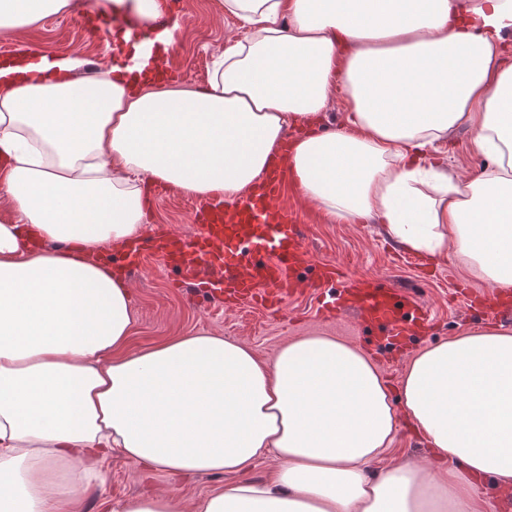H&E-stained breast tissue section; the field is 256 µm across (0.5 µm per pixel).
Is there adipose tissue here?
Returning a JSON list of instances; mask_svg holds the SVG:
<instances>
[{
    "instance_id": "ef3b65f1",
    "label": "adipose tissue",
    "mask_w": 512,
    "mask_h": 512,
    "mask_svg": "<svg viewBox=\"0 0 512 512\" xmlns=\"http://www.w3.org/2000/svg\"><path fill=\"white\" fill-rule=\"evenodd\" d=\"M246 33L206 87L64 54L0 64V512H82L106 461L227 475L192 504L122 512H489L512 489V328L465 330L411 355L398 390L327 336L273 361L207 331L129 349L131 288L104 247L145 231L139 181L191 197L247 194L287 129L344 84L340 128L295 141L289 169L332 221L383 224L403 249L451 256L512 288V0H220ZM70 0H0V32ZM468 126L488 159L459 179L426 150ZM449 458L386 461L400 422ZM261 456L272 478L243 480ZM378 473H370L373 462Z\"/></svg>"
}]
</instances>
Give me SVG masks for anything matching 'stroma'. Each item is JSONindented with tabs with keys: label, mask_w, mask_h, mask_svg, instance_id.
<instances>
[{
	"label": "stroma",
	"mask_w": 512,
	"mask_h": 512,
	"mask_svg": "<svg viewBox=\"0 0 512 512\" xmlns=\"http://www.w3.org/2000/svg\"><path fill=\"white\" fill-rule=\"evenodd\" d=\"M98 3L99 0H81L80 7L41 24L0 34V53L11 55L27 47L50 54H71L82 61L78 70L82 77L88 75L90 65L101 70L112 66L111 41L87 39L80 27L82 15L98 11ZM179 22L174 63L181 73L180 80L205 86L215 55L223 51L228 39L240 35L241 25L224 13L219 0H186ZM440 151L449 169L465 177L479 173L487 162L473 149L470 132L464 126ZM193 203V198L166 189L149 197L148 222L180 234L191 232ZM301 220L308 226L307 239L314 261L304 271L306 278L316 279L318 264L333 263L348 279L385 280L391 287L417 295L428 320L427 329L411 337L405 347L388 344L381 341L378 330L363 325L354 312L333 316L321 313L313 288L285 297L274 314L253 306L230 310L212 299L192 301L184 291L172 286L173 275L163 261L148 253L129 279L135 316L131 348L156 345L205 329L245 342L260 358L269 361L288 340L319 332L370 353L384 378L395 385L411 354L422 347L447 340L465 329L488 324L512 327V308L491 318L472 305V298L491 296L493 289L452 260H434L424 268L405 263L399 258L400 246L388 238L382 225L333 224L308 203L303 206ZM224 481V476L208 474L173 480L134 466L116 454L109 463L106 483L86 493L83 512H119L124 500L151 488L174 490L190 503Z\"/></svg>",
	"instance_id": "1"
}]
</instances>
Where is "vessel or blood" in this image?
Instances as JSON below:
<instances>
[{
	"label": "vessel or blood",
	"instance_id": "1",
	"mask_svg": "<svg viewBox=\"0 0 512 512\" xmlns=\"http://www.w3.org/2000/svg\"><path fill=\"white\" fill-rule=\"evenodd\" d=\"M172 0H163L152 16L138 13L133 0H123L111 15L82 17L87 37L129 38L142 43L167 29L174 18ZM300 207L282 161H275L253 190L233 204L211 198L196 203L193 232L156 229L145 239L110 248L107 261L123 272L142 263L144 253L160 256L181 287L197 295H223L235 305L278 307L298 288L295 271L312 257L306 245ZM345 303L368 321L380 324L389 342L402 340L414 327L420 305L409 293L381 282H354Z\"/></svg>",
	"mask_w": 512,
	"mask_h": 512
}]
</instances>
